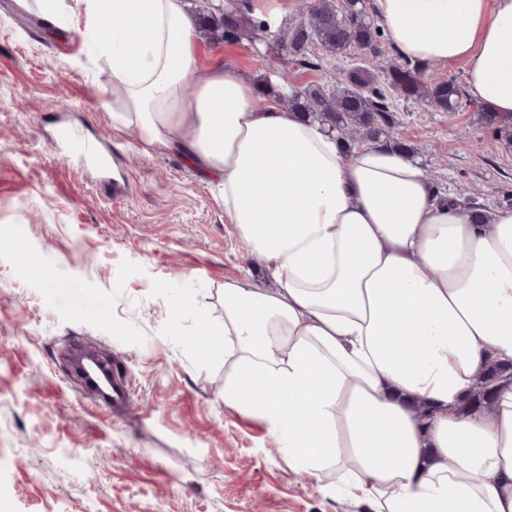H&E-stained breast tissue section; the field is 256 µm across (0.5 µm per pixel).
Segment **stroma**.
Returning a JSON list of instances; mask_svg holds the SVG:
<instances>
[{"mask_svg": "<svg viewBox=\"0 0 512 512\" xmlns=\"http://www.w3.org/2000/svg\"><path fill=\"white\" fill-rule=\"evenodd\" d=\"M201 66L252 82L287 72L332 85L364 66L385 91L391 135L441 196L512 207V145L476 102L443 112L389 90L404 59L388 37L335 70L275 47L197 38ZM101 141L109 170L57 152L58 126ZM125 178L127 197L112 196ZM37 261L48 280L28 269ZM271 288L267 264L224 215L214 183L180 154L145 152L112 119V71L36 0H0V512H366L330 492L333 475L297 473L266 425L224 403V284ZM105 348L123 368L124 412L80 386L63 357Z\"/></svg>", "mask_w": 512, "mask_h": 512, "instance_id": "35a3bbf8", "label": "stroma"}]
</instances>
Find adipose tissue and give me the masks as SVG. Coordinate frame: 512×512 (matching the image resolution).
<instances>
[{"mask_svg": "<svg viewBox=\"0 0 512 512\" xmlns=\"http://www.w3.org/2000/svg\"><path fill=\"white\" fill-rule=\"evenodd\" d=\"M73 30L112 70L113 116L186 156L277 285L224 284V402L295 468L338 474L371 512H512V208L477 219L389 142L345 148L224 69H200L183 0H77ZM405 58L463 66L512 115V0H373ZM431 412L419 424L416 407Z\"/></svg>", "mask_w": 512, "mask_h": 512, "instance_id": "obj_1", "label": "adipose tissue"}]
</instances>
